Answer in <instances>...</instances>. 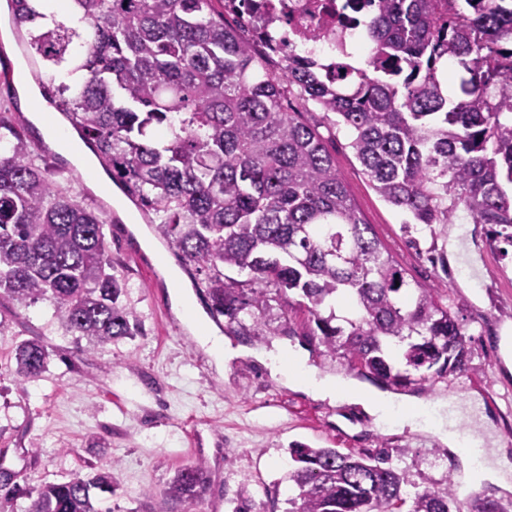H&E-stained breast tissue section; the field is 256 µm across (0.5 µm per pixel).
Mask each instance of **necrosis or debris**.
Here are the masks:
<instances>
[{
	"label": "necrosis or debris",
	"mask_w": 512,
	"mask_h": 512,
	"mask_svg": "<svg viewBox=\"0 0 512 512\" xmlns=\"http://www.w3.org/2000/svg\"><path fill=\"white\" fill-rule=\"evenodd\" d=\"M377 0H225V10L265 27L281 51L301 58L348 59L364 47V25Z\"/></svg>",
	"instance_id": "obj_1"
}]
</instances>
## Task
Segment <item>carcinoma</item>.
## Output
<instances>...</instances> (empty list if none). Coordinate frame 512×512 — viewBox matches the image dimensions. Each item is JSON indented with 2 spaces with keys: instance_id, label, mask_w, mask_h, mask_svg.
<instances>
[{
  "instance_id": "obj_1",
  "label": "carcinoma",
  "mask_w": 512,
  "mask_h": 512,
  "mask_svg": "<svg viewBox=\"0 0 512 512\" xmlns=\"http://www.w3.org/2000/svg\"><path fill=\"white\" fill-rule=\"evenodd\" d=\"M36 0H7L26 28V64L64 80L47 100L79 132L112 182L156 215L180 265L204 274L213 317L256 343L271 302L295 292L303 335L372 381L408 387L457 369L464 332L437 291L406 280L365 223L314 128L282 108V81L351 130L349 147L373 189L436 233L465 212L512 242V0H378L369 21L372 71L288 59L270 76L251 43L214 18L215 0H74L92 29L45 22ZM156 125L168 128L157 138ZM10 129L0 150V291L48 300L94 349L139 332L94 210L55 190ZM246 274L240 281L225 271ZM251 324H243L240 314ZM16 372L47 366L38 341L15 350ZM288 512H461L453 480L407 496L386 452L289 448ZM203 467L179 470L167 495L191 500ZM112 475L47 483L27 512H99Z\"/></svg>"
}]
</instances>
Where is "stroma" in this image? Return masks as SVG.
<instances>
[{"mask_svg": "<svg viewBox=\"0 0 512 512\" xmlns=\"http://www.w3.org/2000/svg\"><path fill=\"white\" fill-rule=\"evenodd\" d=\"M283 107L316 128L362 219L407 279L436 288L472 338L460 371L395 391V399L479 400L512 449V355L502 353L503 333L512 334V244L493 241L485 224H452L434 234L406 228L407 214L375 192L344 126L293 92ZM24 145L54 188L94 210L108 199L107 191L88 187L81 171L45 153L36 136L26 135ZM103 232L140 334L92 349L66 331L50 302L25 306L0 293V473L27 490L0 499V512H25L28 492L103 468L111 469L117 489L99 501L100 512H232L243 486L253 492L252 512H287L294 442L355 454L383 448L409 486L464 484L460 453L432 433L378 423L359 405L288 386L254 357L299 349L319 376L357 380L345 364L320 355L317 343L297 333L251 343L217 328L187 271L165 278L164 267L177 268L178 261L161 239L144 248L126 223L105 224ZM182 292L199 325L243 347V355L217 367L173 303ZM33 339L46 346L48 366L26 379L16 373L14 350ZM196 464L204 469L203 492L170 500L177 472Z\"/></svg>", "mask_w": 512, "mask_h": 512, "instance_id": "stroma-1", "label": "stroma"}]
</instances>
